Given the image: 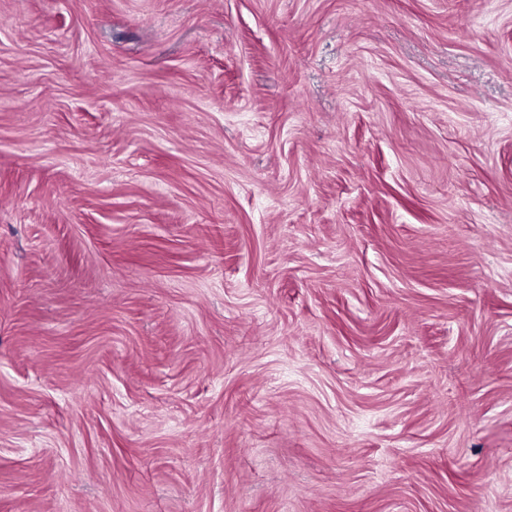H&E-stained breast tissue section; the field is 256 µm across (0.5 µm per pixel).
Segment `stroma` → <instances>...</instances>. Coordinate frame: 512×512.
<instances>
[{
  "label": "stroma",
  "instance_id": "35a3bbf8",
  "mask_svg": "<svg viewBox=\"0 0 512 512\" xmlns=\"http://www.w3.org/2000/svg\"><path fill=\"white\" fill-rule=\"evenodd\" d=\"M0 512H512V0H0Z\"/></svg>",
  "mask_w": 512,
  "mask_h": 512
}]
</instances>
